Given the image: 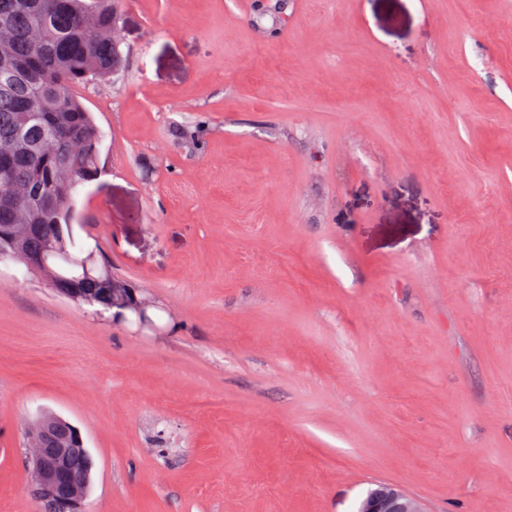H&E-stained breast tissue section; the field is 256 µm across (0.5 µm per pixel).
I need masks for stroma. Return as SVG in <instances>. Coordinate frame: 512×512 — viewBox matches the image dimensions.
I'll use <instances>...</instances> for the list:
<instances>
[{
    "label": "stroma",
    "mask_w": 512,
    "mask_h": 512,
    "mask_svg": "<svg viewBox=\"0 0 512 512\" xmlns=\"http://www.w3.org/2000/svg\"><path fill=\"white\" fill-rule=\"evenodd\" d=\"M75 233L156 330L0 264V512H512V0H121ZM33 492L45 512H79L91 484L92 457L79 429L57 415L41 418L27 435ZM357 512H425L419 503L394 485H379L368 491Z\"/></svg>",
    "instance_id": "1"
}]
</instances>
